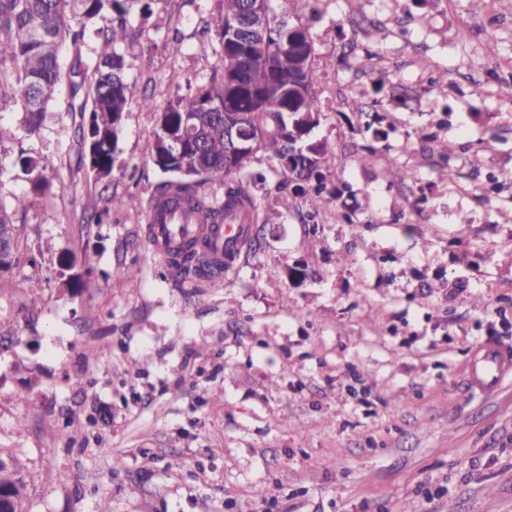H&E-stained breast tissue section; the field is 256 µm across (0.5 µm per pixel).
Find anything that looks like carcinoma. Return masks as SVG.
Returning <instances> with one entry per match:
<instances>
[{"mask_svg": "<svg viewBox=\"0 0 512 512\" xmlns=\"http://www.w3.org/2000/svg\"><path fill=\"white\" fill-rule=\"evenodd\" d=\"M152 0H0V105L12 104L23 114V130L40 136L41 122L62 92L69 112L78 118L74 135L81 161L97 179L112 176L118 140L133 97L120 44L129 20L151 14ZM218 67L221 81L199 86L154 111L153 164L170 179L155 190L154 202L171 199L200 214L204 224H272L278 213H259L252 186L265 177L252 171L257 154L277 162L292 185L281 207L304 203L314 212L337 195L327 190L323 170L335 145L313 138L322 103L316 91L312 61L315 44L308 28L289 12L265 3L266 24L251 36L237 35L235 22L246 19L248 0H222ZM98 47L83 59L88 39ZM70 43L71 61L62 57ZM235 127L250 140L249 150L230 148L224 131ZM28 176L31 189L42 193L49 183L42 157L21 155L0 162V179L14 169ZM25 194L14 207L0 203V269L16 262L20 247L16 210L26 208ZM179 271L204 278L213 263L202 259L198 242L181 247ZM0 512H21V487L0 460Z\"/></svg>", "mask_w": 512, "mask_h": 512, "instance_id": "obj_1", "label": "carcinoma"}]
</instances>
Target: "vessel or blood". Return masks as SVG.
<instances>
[{
	"label": "vessel or blood",
	"mask_w": 512,
	"mask_h": 512,
	"mask_svg": "<svg viewBox=\"0 0 512 512\" xmlns=\"http://www.w3.org/2000/svg\"><path fill=\"white\" fill-rule=\"evenodd\" d=\"M195 237L208 238L211 255L215 260L244 250L249 243L247 227L243 224H222L210 230L200 224L191 223L189 216L179 211L157 209L147 216L146 238L150 252L168 265H176L179 256L178 242ZM484 354L471 366L474 384L488 391L499 387L502 380L512 371V350L487 343Z\"/></svg>",
	"instance_id": "obj_1"
}]
</instances>
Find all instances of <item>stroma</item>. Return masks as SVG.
<instances>
[{
    "label": "stroma",
    "instance_id": "obj_1",
    "mask_svg": "<svg viewBox=\"0 0 512 512\" xmlns=\"http://www.w3.org/2000/svg\"><path fill=\"white\" fill-rule=\"evenodd\" d=\"M286 7L315 42L338 204L266 225L223 284L176 275L140 211L108 203L162 181L139 102L212 78L221 0H153L125 43L111 177L79 169L63 101L39 138L0 142L51 184L0 271V461L21 465L23 512H512V376L466 380L480 342L512 343V0ZM70 253L93 258L75 289Z\"/></svg>",
    "mask_w": 512,
    "mask_h": 512
}]
</instances>
